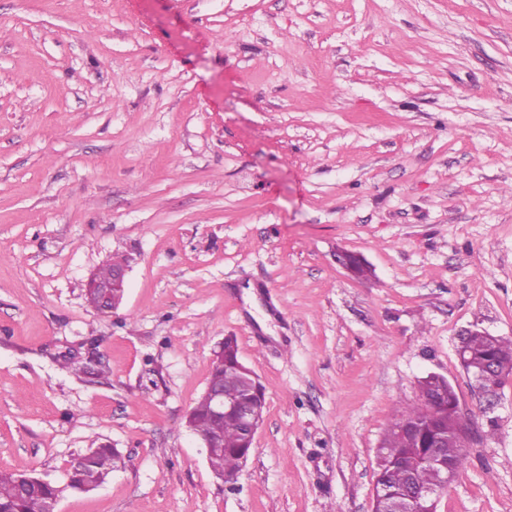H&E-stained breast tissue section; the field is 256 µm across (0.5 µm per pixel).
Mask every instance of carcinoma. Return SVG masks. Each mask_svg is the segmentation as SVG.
<instances>
[{
  "label": "carcinoma",
  "mask_w": 512,
  "mask_h": 512,
  "mask_svg": "<svg viewBox=\"0 0 512 512\" xmlns=\"http://www.w3.org/2000/svg\"><path fill=\"white\" fill-rule=\"evenodd\" d=\"M467 357L481 361L490 356L498 366L497 375L488 384L503 386L512 377V339L488 336L476 331L466 342ZM230 390L245 405L265 404L262 385L241 389L228 377ZM418 388L425 396L436 400L437 409L425 401L405 407L389 425L379 448L375 479L374 512H387L396 502L405 499L408 476L422 486H432L440 481V467L430 462V448L435 434L453 429L448 414V383L431 378L418 381ZM196 430L205 435L219 434L223 448L214 449L208 455L212 470L216 473L235 474L243 470L251 449L245 447L247 429L236 412L224 413V418L208 416V404L201 396L196 401ZM457 470L467 463V450L454 441L441 449ZM119 455L113 448L100 446L77 454L71 461L68 480L60 485L44 476L20 471H0V512H46L52 499H60L68 490L91 492L101 487L118 467Z\"/></svg>",
  "instance_id": "carcinoma-1"
}]
</instances>
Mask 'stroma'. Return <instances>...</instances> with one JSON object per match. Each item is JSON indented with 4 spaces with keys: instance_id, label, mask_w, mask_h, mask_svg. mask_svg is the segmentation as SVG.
<instances>
[{
    "instance_id": "35a3bbf8",
    "label": "stroma",
    "mask_w": 512,
    "mask_h": 512,
    "mask_svg": "<svg viewBox=\"0 0 512 512\" xmlns=\"http://www.w3.org/2000/svg\"><path fill=\"white\" fill-rule=\"evenodd\" d=\"M464 329L512 338V0H0V469L122 457L59 512H372L431 373L470 421L437 512H512ZM230 335L266 400L232 491L185 425ZM127 271L128 265L125 262L113 265L112 262H110L100 268L96 274L102 281H109L112 277L109 282H101L95 274L88 280V289L112 288V294L108 290H105L102 291L100 295H97L95 300L90 301V306L98 315L106 316L103 312H108L110 305H112V312L118 308L122 300L123 288H125Z\"/></svg>"
}]
</instances>
